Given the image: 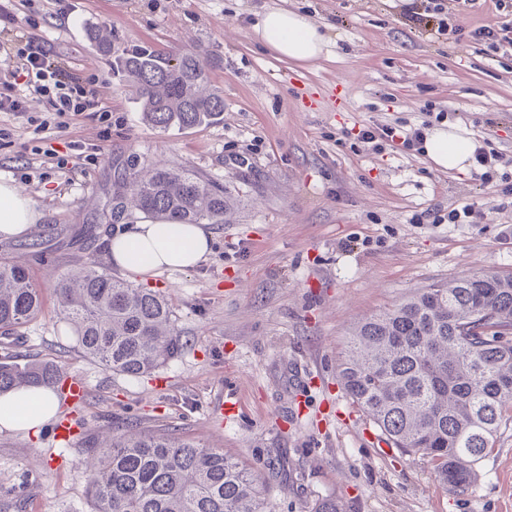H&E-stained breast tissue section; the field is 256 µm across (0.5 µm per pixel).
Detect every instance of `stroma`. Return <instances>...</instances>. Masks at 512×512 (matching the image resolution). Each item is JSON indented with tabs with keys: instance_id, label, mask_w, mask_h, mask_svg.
<instances>
[{
	"instance_id": "1",
	"label": "stroma",
	"mask_w": 512,
	"mask_h": 512,
	"mask_svg": "<svg viewBox=\"0 0 512 512\" xmlns=\"http://www.w3.org/2000/svg\"><path fill=\"white\" fill-rule=\"evenodd\" d=\"M406 0H0V40L35 20L55 61L107 76L112 116L85 114L59 129L65 169L36 150L25 118L0 112V178L29 196L41 218L0 241L42 293V312L0 361L60 365L87 385L59 416L80 429L166 430L266 475L268 512H315L327 498L344 512H512V425L501 429L476 477L449 489L430 458L394 447L346 393L337 374L359 318L416 291L493 268L512 271V196L474 171L445 172L425 154H376L347 138L365 126H409L446 112L476 146L502 154L512 173V45L471 38L483 24L512 27V13L476 0L445 37L409 22ZM295 11L329 38L308 66L279 58L255 25ZM108 40L100 51L92 31ZM147 47L206 60L224 97L221 121L161 131L112 72L114 58ZM196 171L240 205L212 225V253L196 268L123 280L164 294L183 348L146 377L106 370L76 347L54 291L79 263L109 264L108 242L145 214L111 220L115 182L150 164ZM470 206L476 224L416 223L426 210ZM41 240L43 249L24 251ZM79 437L0 431V512H92Z\"/></svg>"
}]
</instances>
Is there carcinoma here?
<instances>
[{"label":"carcinoma","mask_w":512,"mask_h":512,"mask_svg":"<svg viewBox=\"0 0 512 512\" xmlns=\"http://www.w3.org/2000/svg\"><path fill=\"white\" fill-rule=\"evenodd\" d=\"M153 127L221 120L224 97L209 87L198 53L135 48L112 63ZM176 224H222L234 199L188 170L155 167L115 184L110 216L127 198ZM81 352L114 373L145 376L183 348L167 298L134 287L99 263L55 284ZM26 267L0 263V338L15 340L41 311ZM338 377L351 399L397 448L429 457L452 489L468 484L512 412V272L482 271L423 288L356 322ZM57 366L0 361V393L54 388ZM83 467L94 512H267L254 468L158 429L87 434Z\"/></svg>","instance_id":"1"}]
</instances>
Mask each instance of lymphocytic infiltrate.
I'll use <instances>...</instances> for the list:
<instances>
[{
    "instance_id": "1",
    "label": "lymphocytic infiltrate",
    "mask_w": 512,
    "mask_h": 512,
    "mask_svg": "<svg viewBox=\"0 0 512 512\" xmlns=\"http://www.w3.org/2000/svg\"><path fill=\"white\" fill-rule=\"evenodd\" d=\"M51 50L46 39L35 32L27 33L24 44L0 41V61L23 77V86L5 80L0 82V112L24 113L27 98L39 100L47 116L36 119L34 132L45 144V156L56 159L58 167L67 161L59 157L50 142L54 130L62 128L67 118L86 112L108 118L112 107L98 88L95 76L84 77L55 64L50 59ZM360 142L370 144L373 151H380L384 144L400 143L403 150L420 151L424 139L423 127L411 129L391 125L366 127L359 130Z\"/></svg>"
}]
</instances>
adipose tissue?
I'll use <instances>...</instances> for the list:
<instances>
[{
  "label": "adipose tissue",
  "instance_id": "ef3b65f1",
  "mask_svg": "<svg viewBox=\"0 0 512 512\" xmlns=\"http://www.w3.org/2000/svg\"><path fill=\"white\" fill-rule=\"evenodd\" d=\"M261 42L280 57L308 63L328 53L329 40L303 15L287 9L262 14L256 25ZM428 159L441 170L466 171L475 147L459 128L432 130L424 142ZM39 214L32 200L13 182L0 180V240L24 235ZM213 237L196 224H164L147 221L115 236L109 245L112 264L146 276L158 269L195 268L210 253ZM57 411L54 393L47 388L21 390L0 396V430L38 432Z\"/></svg>",
  "mask_w": 512,
  "mask_h": 512
}]
</instances>
